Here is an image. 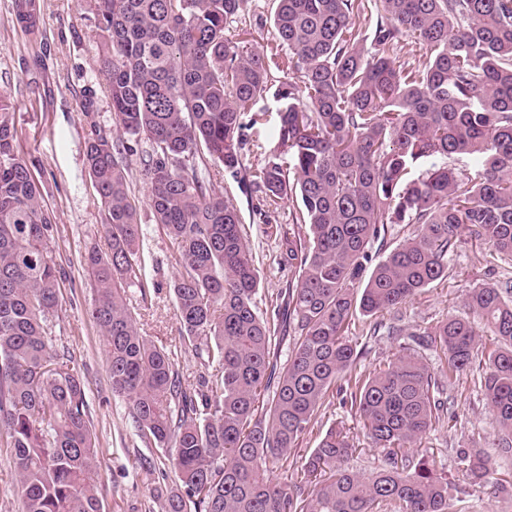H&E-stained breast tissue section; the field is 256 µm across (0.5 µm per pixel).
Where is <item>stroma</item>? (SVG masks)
Returning a JSON list of instances; mask_svg holds the SVG:
<instances>
[{"label": "stroma", "mask_w": 512, "mask_h": 512, "mask_svg": "<svg viewBox=\"0 0 512 512\" xmlns=\"http://www.w3.org/2000/svg\"><path fill=\"white\" fill-rule=\"evenodd\" d=\"M33 2L39 30L30 34L19 20L15 0H0V94L10 105L19 153L41 184L53 214L48 246L64 284L53 320L52 350L69 359L85 384L104 512H160L157 491L174 486L176 476L166 450L146 445L127 417L124 399L112 392L103 337L89 313L93 286L81 266L88 249H108L101 231L104 211L86 165L85 144L97 132L115 140L125 137L113 118L108 81L100 69L102 39L90 0ZM274 7V0H245L242 11L226 21L225 37L246 41L253 51L287 56L288 48L273 26ZM89 97L94 106L87 111L83 104ZM259 105L267 115L262 125L248 132L249 139L257 143L245 156L250 166L263 164L278 143L279 104L268 97ZM127 163L128 186L143 228L139 282L128 288L127 303L140 332L167 345L183 383L193 385L207 369L184 343L175 316L169 285L177 269L171 262V245L148 205L142 153L128 156ZM210 174L215 189L233 200L241 212L246 242L260 276L256 305L266 311L281 301L297 277L295 269L281 264L280 254L284 236L305 230L296 221L299 204L286 199L278 207L266 208L261 194L242 193L222 168L211 167ZM490 252L486 244L462 243L450 259L457 271L454 281L426 289L402 306L399 314L383 313L382 322L407 333L433 327L463 311L473 284L503 286V270ZM372 323V318H357L349 335L364 351L357 364L358 372L364 374L394 359L399 350L395 337L368 335ZM478 379L474 372L456 381L447 393V415L423 435L415 452L447 474L453 497L450 512H512V495L500 489L501 483L512 481V455L503 454L499 447L496 415ZM333 427L346 431L355 449L349 459L353 471L367 475L384 465V452L367 437L350 391L341 381L330 390L313 430L293 448L292 459L298 462L308 456ZM473 448L493 465L492 474L478 485L463 477L460 463L461 452ZM144 457L153 459V474L141 470Z\"/></svg>", "instance_id": "35a3bbf8"}]
</instances>
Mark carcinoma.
I'll use <instances>...</instances> for the list:
<instances>
[{"label": "carcinoma", "instance_id": "carcinoma-1", "mask_svg": "<svg viewBox=\"0 0 512 512\" xmlns=\"http://www.w3.org/2000/svg\"><path fill=\"white\" fill-rule=\"evenodd\" d=\"M244 2L92 0L114 118L150 143L148 204L172 246L176 318L213 368L184 387L171 351L136 327L126 298L142 235L128 194L132 148L98 133L85 157L110 252L92 250L84 264L112 391L144 442L168 451L178 484L162 512H450L447 475L411 452L443 410L419 348L442 353L450 382L485 367L480 388L512 454V300L484 284L467 290L468 315L417 330L394 361L354 376L385 467L350 470L348 436L332 428L294 480L276 481L273 468L352 373L357 315L390 312L453 279L448 258L464 235L512 260V0H274L289 50L281 61L224 38ZM363 12L375 18L368 45L355 32ZM408 36L424 63L393 55ZM295 71L298 82L279 77ZM269 94L281 104L279 144L248 167L246 131L264 117L253 106ZM452 155L476 167L432 162ZM204 157L268 207L300 202L296 223L308 229L283 253L297 281L269 317L256 308L259 273L240 211L202 176ZM389 224L416 230L377 259ZM51 227L0 98V433L22 512H102L84 385L52 353L61 276ZM461 461L474 484L492 472L477 452Z\"/></svg>", "mask_w": 512, "mask_h": 512}]
</instances>
